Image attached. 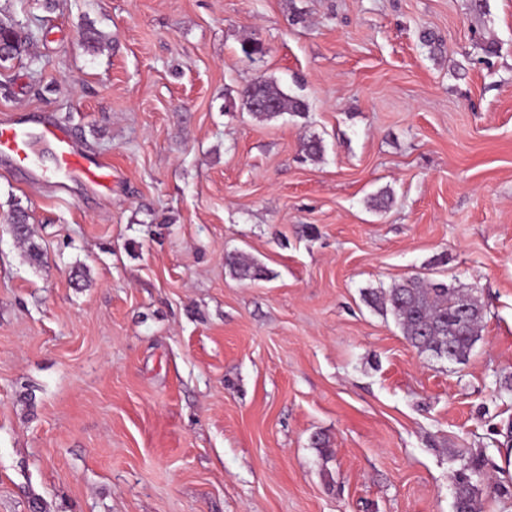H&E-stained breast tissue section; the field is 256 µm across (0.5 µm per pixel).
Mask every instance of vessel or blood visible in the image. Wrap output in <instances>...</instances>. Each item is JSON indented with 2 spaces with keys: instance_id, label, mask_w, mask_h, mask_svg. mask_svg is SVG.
I'll return each mask as SVG.
<instances>
[{
  "instance_id": "obj_1",
  "label": "vessel or blood",
  "mask_w": 512,
  "mask_h": 512,
  "mask_svg": "<svg viewBox=\"0 0 512 512\" xmlns=\"http://www.w3.org/2000/svg\"><path fill=\"white\" fill-rule=\"evenodd\" d=\"M44 155L52 158L61 182L81 181L102 188L112 182L111 163L88 154L66 128L46 122L34 129L19 117L0 123V158L13 169L29 168Z\"/></svg>"
}]
</instances>
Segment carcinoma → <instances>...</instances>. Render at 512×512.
Here are the masks:
<instances>
[{
    "instance_id": "cac0c4a2",
    "label": "carcinoma",
    "mask_w": 512,
    "mask_h": 512,
    "mask_svg": "<svg viewBox=\"0 0 512 512\" xmlns=\"http://www.w3.org/2000/svg\"><path fill=\"white\" fill-rule=\"evenodd\" d=\"M32 35L24 28L0 22V58L20 55ZM243 107L251 114L272 119L283 114L306 111L304 99L290 96L265 80L249 84L241 94ZM15 239L26 245L30 263L42 260V250L34 241L26 214L15 209L11 216ZM227 264L242 280L261 278L262 269L240 254L227 257ZM372 305L389 311L398 321L403 334L420 354L450 361H463L477 341L482 307L474 299L461 295L442 283L408 278L386 291L368 292ZM483 460L471 456L454 477L455 512H480L481 486L484 483Z\"/></svg>"
}]
</instances>
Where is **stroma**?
Listing matches in <instances>:
<instances>
[{
    "mask_svg": "<svg viewBox=\"0 0 512 512\" xmlns=\"http://www.w3.org/2000/svg\"><path fill=\"white\" fill-rule=\"evenodd\" d=\"M0 21L33 34L0 60V119L112 164L103 194L0 162V512H454L464 448L512 484V0H0ZM259 78L305 113L252 116ZM410 276L482 304L465 361L367 303ZM12 229L15 239L26 245V256L30 263L39 264L42 260V250L34 241L30 224L22 209H15L11 216Z\"/></svg>",
    "mask_w": 512,
    "mask_h": 512,
    "instance_id": "obj_1",
    "label": "stroma"
}]
</instances>
